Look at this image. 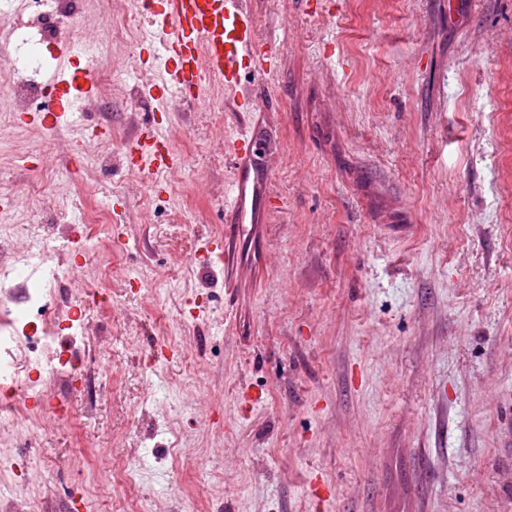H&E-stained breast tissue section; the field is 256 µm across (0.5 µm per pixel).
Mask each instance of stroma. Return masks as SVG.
Returning <instances> with one entry per match:
<instances>
[{
  "label": "stroma",
  "instance_id": "1",
  "mask_svg": "<svg viewBox=\"0 0 512 512\" xmlns=\"http://www.w3.org/2000/svg\"><path fill=\"white\" fill-rule=\"evenodd\" d=\"M119 2L143 36L102 53L112 92L82 135L12 117L0 73L8 262L79 251L51 285L90 288L103 370L93 400L19 387L31 427L0 430V491L43 512H512V0H248L284 43L250 112L212 81L142 97L152 29ZM155 114L182 164L153 179L123 147ZM243 133L262 151L241 163ZM117 201L86 258L74 226ZM131 453L136 483L110 484Z\"/></svg>",
  "mask_w": 512,
  "mask_h": 512
}]
</instances>
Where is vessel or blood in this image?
Here are the masks:
<instances>
[{"label":"vessel or blood","instance_id":"vessel-or-blood-1","mask_svg":"<svg viewBox=\"0 0 512 512\" xmlns=\"http://www.w3.org/2000/svg\"><path fill=\"white\" fill-rule=\"evenodd\" d=\"M158 35L154 77L140 92L146 97L176 94L196 99L213 80L226 91L244 94L246 75L269 74L281 52L278 39H260L247 0H139ZM41 105L27 113L30 123L47 130L75 125L84 103L94 98L96 85L86 68L56 66L40 83ZM128 165L155 174L180 166L161 128L143 123L129 141Z\"/></svg>","mask_w":512,"mask_h":512}]
</instances>
